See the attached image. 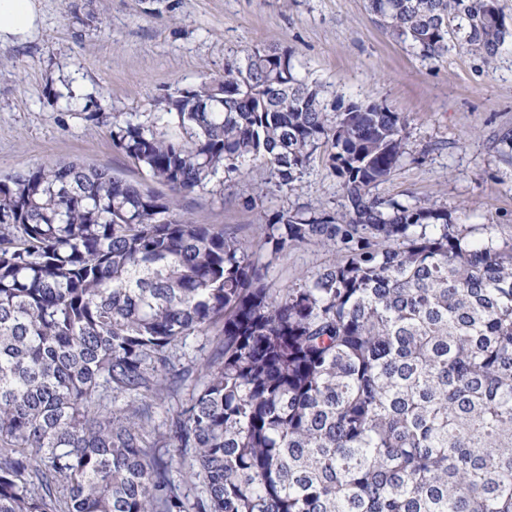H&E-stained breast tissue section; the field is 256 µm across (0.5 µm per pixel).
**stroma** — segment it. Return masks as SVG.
I'll return each instance as SVG.
<instances>
[{
  "instance_id": "obj_1",
  "label": "stroma",
  "mask_w": 512,
  "mask_h": 512,
  "mask_svg": "<svg viewBox=\"0 0 512 512\" xmlns=\"http://www.w3.org/2000/svg\"><path fill=\"white\" fill-rule=\"evenodd\" d=\"M39 26L0 44V179L59 160L108 167L130 182L143 174L112 147L100 114L147 118L176 90L222 77L245 49L293 51L303 78L327 99L380 104L408 125L406 155L375 192L445 207L458 223L493 225L512 240V156L497 139L512 130V39L493 64L456 48L430 60L402 42L366 0H38ZM255 167L218 176L181 200L199 224H234L253 239L281 209L334 210L338 179L314 159L298 190L283 195ZM265 183L255 207L246 201ZM303 244L273 264L274 287L328 264Z\"/></svg>"
}]
</instances>
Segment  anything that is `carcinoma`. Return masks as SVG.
<instances>
[{
    "instance_id": "cac0c4a2",
    "label": "carcinoma",
    "mask_w": 512,
    "mask_h": 512,
    "mask_svg": "<svg viewBox=\"0 0 512 512\" xmlns=\"http://www.w3.org/2000/svg\"><path fill=\"white\" fill-rule=\"evenodd\" d=\"M490 4L367 0L423 56L487 63L512 37ZM201 88L102 116L168 195L76 161L0 180V512H512V245L373 195L405 118L328 105L292 52ZM322 148L337 211L250 241L181 212L247 162L290 193ZM308 243L333 261L272 287Z\"/></svg>"
}]
</instances>
